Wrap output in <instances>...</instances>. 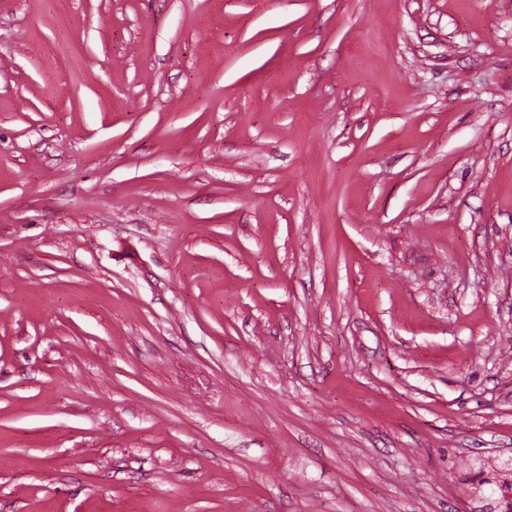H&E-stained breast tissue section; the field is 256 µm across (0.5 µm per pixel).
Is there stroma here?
I'll return each mask as SVG.
<instances>
[{
    "instance_id": "stroma-1",
    "label": "stroma",
    "mask_w": 512,
    "mask_h": 512,
    "mask_svg": "<svg viewBox=\"0 0 512 512\" xmlns=\"http://www.w3.org/2000/svg\"><path fill=\"white\" fill-rule=\"evenodd\" d=\"M512 455V0H0V512H472Z\"/></svg>"
}]
</instances>
